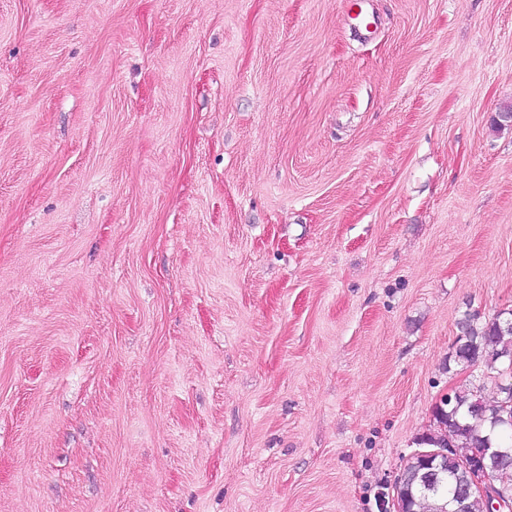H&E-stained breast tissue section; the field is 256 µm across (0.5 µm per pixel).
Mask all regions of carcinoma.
<instances>
[{"instance_id":"cac0c4a2","label":"carcinoma","mask_w":512,"mask_h":512,"mask_svg":"<svg viewBox=\"0 0 512 512\" xmlns=\"http://www.w3.org/2000/svg\"><path fill=\"white\" fill-rule=\"evenodd\" d=\"M463 338L449 359L463 369L485 367L494 374L497 396H481V386L465 387L443 397L433 412V426L420 442L435 448H512V311L481 320L466 313L458 321ZM401 489L413 512H491L484 500L463 494V475L450 456L433 481L417 465L407 464L400 475Z\"/></svg>"}]
</instances>
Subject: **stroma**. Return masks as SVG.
<instances>
[{"instance_id": "obj_1", "label": "stroma", "mask_w": 512, "mask_h": 512, "mask_svg": "<svg viewBox=\"0 0 512 512\" xmlns=\"http://www.w3.org/2000/svg\"><path fill=\"white\" fill-rule=\"evenodd\" d=\"M0 0V512H383L512 308V0Z\"/></svg>"}]
</instances>
